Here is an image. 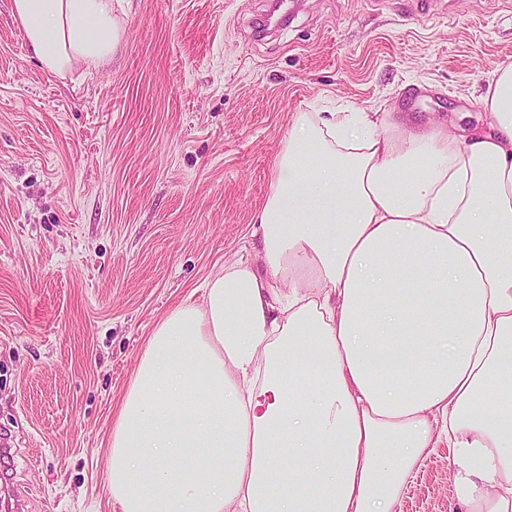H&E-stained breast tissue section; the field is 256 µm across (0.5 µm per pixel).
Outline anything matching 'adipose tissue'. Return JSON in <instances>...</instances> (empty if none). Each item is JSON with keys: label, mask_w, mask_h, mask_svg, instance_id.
<instances>
[{"label": "adipose tissue", "mask_w": 512, "mask_h": 512, "mask_svg": "<svg viewBox=\"0 0 512 512\" xmlns=\"http://www.w3.org/2000/svg\"><path fill=\"white\" fill-rule=\"evenodd\" d=\"M62 74L112 0H12ZM464 139L297 113L250 231L155 327L112 425L120 512H398L447 439L456 512H512V65Z\"/></svg>", "instance_id": "adipose-tissue-1"}]
</instances>
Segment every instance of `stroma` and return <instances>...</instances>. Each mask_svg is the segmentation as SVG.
I'll return each mask as SVG.
<instances>
[{"label": "stroma", "mask_w": 512, "mask_h": 512, "mask_svg": "<svg viewBox=\"0 0 512 512\" xmlns=\"http://www.w3.org/2000/svg\"><path fill=\"white\" fill-rule=\"evenodd\" d=\"M112 0L98 68L47 72L0 0V512H115L112 424L156 324L250 226L300 112L452 135L512 64V0ZM440 441L399 512H450Z\"/></svg>", "instance_id": "35a3bbf8"}]
</instances>
